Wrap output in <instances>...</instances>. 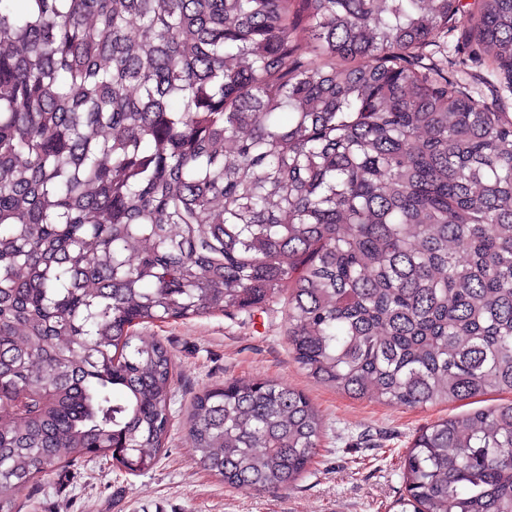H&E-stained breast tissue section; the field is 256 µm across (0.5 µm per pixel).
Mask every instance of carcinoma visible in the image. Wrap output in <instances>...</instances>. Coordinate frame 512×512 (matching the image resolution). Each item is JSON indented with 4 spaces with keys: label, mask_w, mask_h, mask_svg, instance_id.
<instances>
[{
    "label": "carcinoma",
    "mask_w": 512,
    "mask_h": 512,
    "mask_svg": "<svg viewBox=\"0 0 512 512\" xmlns=\"http://www.w3.org/2000/svg\"><path fill=\"white\" fill-rule=\"evenodd\" d=\"M460 0H0V512L74 453L151 468L174 362L135 327L264 311L314 381L416 407L512 393V117L415 52ZM512 66V0L463 17ZM316 60L308 61L305 55ZM323 418L195 397L199 463L279 491ZM412 512H512V402L404 458Z\"/></svg>",
    "instance_id": "carcinoma-1"
}]
</instances>
